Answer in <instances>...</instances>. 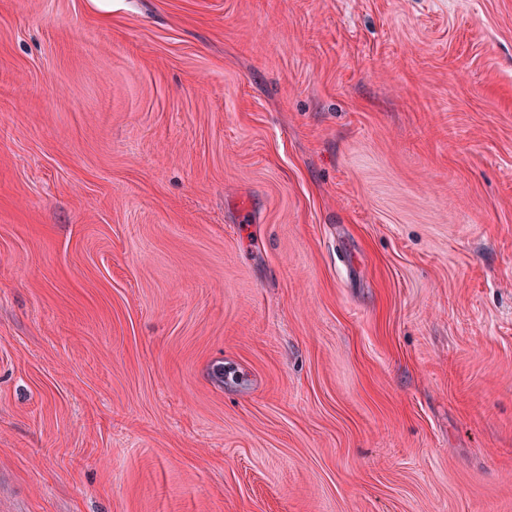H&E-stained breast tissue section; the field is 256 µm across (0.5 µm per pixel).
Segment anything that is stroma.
Here are the masks:
<instances>
[{"mask_svg":"<svg viewBox=\"0 0 512 512\" xmlns=\"http://www.w3.org/2000/svg\"><path fill=\"white\" fill-rule=\"evenodd\" d=\"M0 512H512V0H0Z\"/></svg>","mask_w":512,"mask_h":512,"instance_id":"stroma-1","label":"stroma"}]
</instances>
